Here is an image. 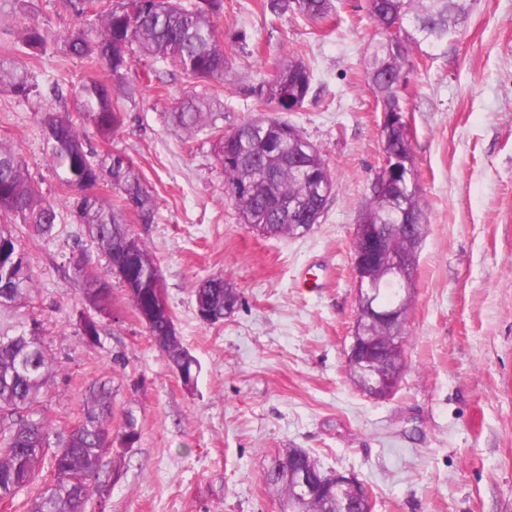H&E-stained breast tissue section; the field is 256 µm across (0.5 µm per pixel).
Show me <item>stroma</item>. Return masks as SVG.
Masks as SVG:
<instances>
[{
  "instance_id": "obj_1",
  "label": "stroma",
  "mask_w": 512,
  "mask_h": 512,
  "mask_svg": "<svg viewBox=\"0 0 512 512\" xmlns=\"http://www.w3.org/2000/svg\"><path fill=\"white\" fill-rule=\"evenodd\" d=\"M264 0H224L219 26L247 29L248 50L228 44L230 70L206 86L233 130L262 113L252 90L289 56L314 80L307 103L288 113L323 152L336 189L304 236L273 238L243 224L224 196L212 139L185 140L166 114L194 89L167 62L124 74V124L110 147L129 155L157 202L154 223L137 225L160 270L182 343L197 358L186 391L136 315L108 258L88 242L46 158L43 112L72 109L53 84L95 74L68 55L76 20L62 0H0V58L19 59L18 33L36 24L56 35L30 66L29 98L0 91V141L18 145L59 217L50 239L13 229L33 257L32 311L57 372L40 407L67 433L84 413L87 386L112 385L115 421L131 417L129 448L100 461L112 478L90 512H283L266 482L271 460L302 448L324 470L354 476L373 512H512V0H477L447 50L414 52L403 91L427 220L407 312L405 368L384 400L350 379L346 354L356 318L353 242L370 183L382 162V114L366 83L364 57L376 28L368 0H333L314 24L274 16ZM168 79L156 90L154 72ZM112 289L100 340L81 336L95 311L72 278L79 252ZM317 287L299 285L301 275ZM223 276L240 304L224 322L196 313L192 286Z\"/></svg>"
}]
</instances>
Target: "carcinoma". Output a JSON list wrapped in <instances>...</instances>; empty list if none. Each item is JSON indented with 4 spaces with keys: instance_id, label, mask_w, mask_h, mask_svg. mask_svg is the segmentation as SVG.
Here are the masks:
<instances>
[{
    "instance_id": "cac0c4a2",
    "label": "carcinoma",
    "mask_w": 512,
    "mask_h": 512,
    "mask_svg": "<svg viewBox=\"0 0 512 512\" xmlns=\"http://www.w3.org/2000/svg\"><path fill=\"white\" fill-rule=\"evenodd\" d=\"M132 0H65V6L80 19L64 44L66 51L99 68V75L71 85L79 102L78 111L45 112L40 121L49 162L62 184L75 192L71 212L87 237L105 253L112 267L133 251L139 264L130 267L132 276L144 287L162 283V277L146 242L128 221L133 213L142 224L154 222L157 210L151 190L135 169L130 157L119 151H97L88 147L84 128L93 127L102 140L110 141L124 124L119 81L135 60L169 61L180 72L198 82L224 79L227 57L216 21L224 15V0H138L136 12L127 7ZM467 0H369V13L381 28L399 18L412 25L408 44L399 45L376 33L365 59L368 86L381 111L397 104L393 80L410 60L412 46L439 49L461 31L468 9ZM264 7L279 16L297 12L315 24L332 15L331 0H264ZM20 43L24 59L0 63V87L18 96L32 92L28 64L39 60L54 45L50 33L26 25ZM312 73L292 56L282 62L272 78L254 90L260 103L272 112H291L303 106L311 90ZM223 113L213 109L205 93L187 95L169 112L172 125L188 138L210 133L217 163L224 171V193L237 208L242 222L267 237L293 238L298 225L316 224L322 217L336 182L324 154L318 148L307 152L300 128L287 119L275 118L269 125L262 119L243 123L236 136L224 135L218 125ZM387 149L400 154L410 165L403 191L391 196L370 188L360 221L377 225L386 233L387 249L379 255L383 264L405 251L409 239L393 235L407 213L426 223L419 172L415 166L412 137L396 127L381 128ZM122 201L116 206L95 192L104 179ZM136 211H131L130 205ZM18 219L31 237L52 235L57 219L55 206L32 183L21 149L0 143V504H12L17 494L42 484L29 512H84L92 496L109 494L112 482L96 481L99 463L106 452L102 436L112 432V388L95 381L85 401L82 420L65 435L55 434L39 404L42 389L56 373L53 358L40 342L41 320L28 315L36 288L35 267L30 253L9 230V219ZM73 275L83 284L89 305L112 308L111 288L87 269L80 256ZM195 301L205 302L214 322L224 317V302L238 303L239 295L222 277H211L193 289ZM170 316L161 315L146 329L170 364L190 355L181 339L170 336ZM366 335L374 338L377 373L398 377L404 368L402 345L396 343L397 329L387 323H371ZM52 453L53 478L45 482L41 465ZM306 468L324 478L327 473L302 448H290L277 456L266 473V481L278 488L290 512H337L346 500L357 496L353 487L329 490L309 500L294 496L291 474Z\"/></svg>"
}]
</instances>
